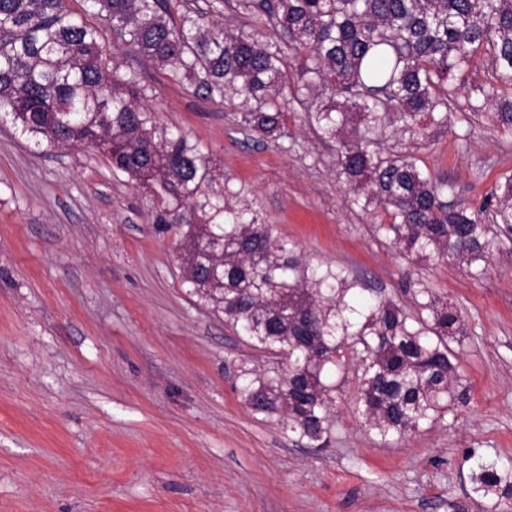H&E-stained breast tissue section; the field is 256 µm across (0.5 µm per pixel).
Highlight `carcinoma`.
Listing matches in <instances>:
<instances>
[{"instance_id": "1", "label": "carcinoma", "mask_w": 512, "mask_h": 512, "mask_svg": "<svg viewBox=\"0 0 512 512\" xmlns=\"http://www.w3.org/2000/svg\"><path fill=\"white\" fill-rule=\"evenodd\" d=\"M82 2L116 46L204 99L240 100L241 123L263 137L284 136L298 105L319 139L338 142L339 178L362 210H384L390 221L375 231L409 262L452 256L470 267L487 260L493 225L512 232V175L471 211L442 201L451 185L416 155L457 112L491 114L512 135V0H235L236 12L286 34L282 44L209 26L181 0ZM102 39L65 0H0V112L38 143L98 152L153 197V223L180 237L190 293L275 357L239 366L250 413L328 443L339 390L330 374L347 353L362 369L361 414L381 440L445 418L465 396L450 346L466 335L457 306L423 288L409 313L287 246L233 203L209 153L160 124ZM478 470L473 492L512 495V463Z\"/></svg>"}]
</instances>
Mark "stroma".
<instances>
[{
	"label": "stroma",
	"instance_id": "stroma-1",
	"mask_svg": "<svg viewBox=\"0 0 512 512\" xmlns=\"http://www.w3.org/2000/svg\"><path fill=\"white\" fill-rule=\"evenodd\" d=\"M163 124L209 150L232 189L317 261L410 305L418 286L456 304L466 398L448 418L380 442L355 409L349 361L329 445L255 419L237 370L263 359L181 283L174 232L157 231L145 192L96 152L35 145L0 118V512H512L473 495L468 450L512 462V234L486 271L452 259L412 264L334 173L336 145L287 112L286 134L258 139L237 107L117 50ZM421 150L478 209L512 172V136L455 115Z\"/></svg>",
	"mask_w": 512,
	"mask_h": 512
}]
</instances>
